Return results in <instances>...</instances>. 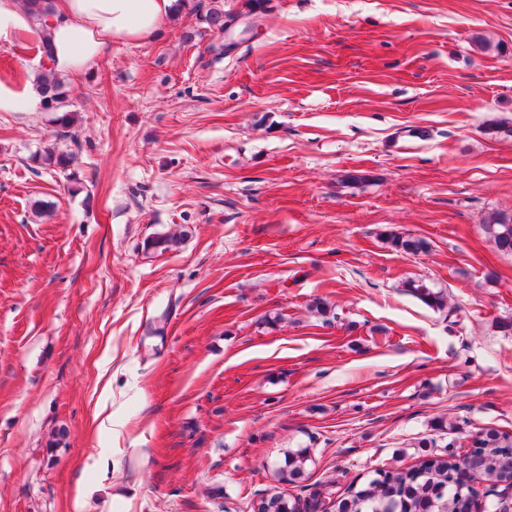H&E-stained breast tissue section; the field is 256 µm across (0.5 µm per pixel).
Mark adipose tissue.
Returning a JSON list of instances; mask_svg holds the SVG:
<instances>
[{
    "label": "adipose tissue",
    "mask_w": 512,
    "mask_h": 512,
    "mask_svg": "<svg viewBox=\"0 0 512 512\" xmlns=\"http://www.w3.org/2000/svg\"><path fill=\"white\" fill-rule=\"evenodd\" d=\"M183 10L182 0H54L41 20L21 0H0V42L35 44L55 72L77 81L110 41L152 40Z\"/></svg>",
    "instance_id": "ef3b65f1"
}]
</instances>
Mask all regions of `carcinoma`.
Returning <instances> with one entry per match:
<instances>
[{"mask_svg":"<svg viewBox=\"0 0 512 512\" xmlns=\"http://www.w3.org/2000/svg\"><path fill=\"white\" fill-rule=\"evenodd\" d=\"M199 22L213 30L224 31V10L213 5L199 14ZM43 109L55 112L53 121L61 128V136L74 138L77 113L68 109L69 90L55 75L41 76L39 84ZM42 164L54 168L68 182L76 180L74 152L51 145L40 156ZM484 231L495 247L512 253V212L495 211L485 220ZM389 244L398 252L410 255L425 254L430 243L423 237L387 234ZM407 293L425 305L441 309L448 304L447 295L436 291L421 280L406 283ZM509 434L488 429L475 441L476 447L465 454L450 451L434 454L418 468L394 467L375 476L357 488L356 493L337 497V512H458L462 503L472 495L468 473H474L490 485L505 478L512 479V453L503 454ZM308 456L305 450L288 452L285 467L291 480L304 477ZM264 512H305L304 500L284 492H271L260 499Z\"/></svg>","mask_w":512,"mask_h":512,"instance_id":"obj_1","label":"carcinoma"}]
</instances>
